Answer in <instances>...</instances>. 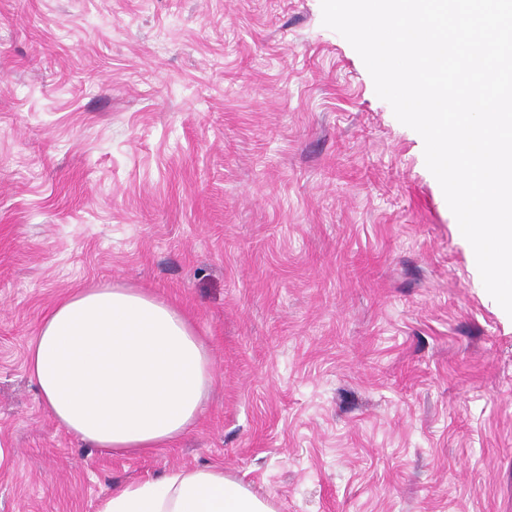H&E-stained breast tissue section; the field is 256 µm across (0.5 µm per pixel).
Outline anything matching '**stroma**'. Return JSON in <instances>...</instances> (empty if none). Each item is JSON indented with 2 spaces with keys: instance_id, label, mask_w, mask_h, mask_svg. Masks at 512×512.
Listing matches in <instances>:
<instances>
[{
  "instance_id": "1",
  "label": "stroma",
  "mask_w": 512,
  "mask_h": 512,
  "mask_svg": "<svg viewBox=\"0 0 512 512\" xmlns=\"http://www.w3.org/2000/svg\"><path fill=\"white\" fill-rule=\"evenodd\" d=\"M140 288L213 385L147 456L27 370L79 288ZM0 512L224 466L279 512H512V317L321 0H0Z\"/></svg>"
}]
</instances>
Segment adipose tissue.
Returning <instances> with one entry per match:
<instances>
[{
	"label": "adipose tissue",
	"instance_id": "adipose-tissue-1",
	"mask_svg": "<svg viewBox=\"0 0 512 512\" xmlns=\"http://www.w3.org/2000/svg\"><path fill=\"white\" fill-rule=\"evenodd\" d=\"M28 370L50 416L97 448L149 454L195 422L213 375L204 342L173 306L114 286L76 291L44 316ZM96 512H278L220 466L125 484Z\"/></svg>",
	"mask_w": 512,
	"mask_h": 512
}]
</instances>
